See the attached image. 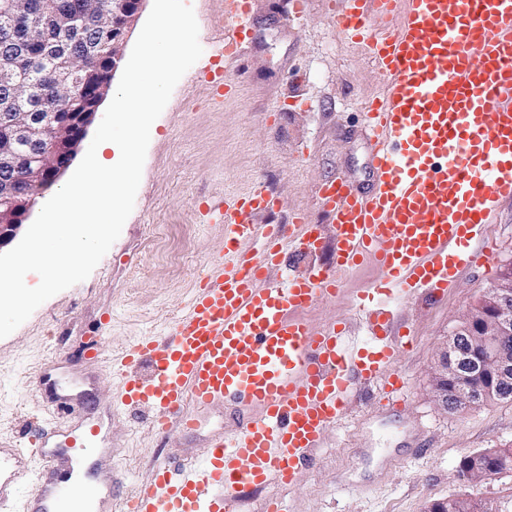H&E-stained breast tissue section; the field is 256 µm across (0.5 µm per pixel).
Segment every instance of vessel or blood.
<instances>
[{"instance_id": "1", "label": "vessel or blood", "mask_w": 512, "mask_h": 512, "mask_svg": "<svg viewBox=\"0 0 512 512\" xmlns=\"http://www.w3.org/2000/svg\"><path fill=\"white\" fill-rule=\"evenodd\" d=\"M251 5L224 0L225 64L240 61L251 37ZM331 22L362 43L384 78L362 114L373 184L361 188L344 174L320 184L332 261L270 285L286 251L309 256L322 247L321 225L299 213L261 223L279 204L264 189L204 205V217L224 225V256L174 326L127 351L118 403L148 409L159 437L193 429L200 411L227 401L248 412L235 434L211 437L204 458L158 463L125 501L128 512H232L243 488L292 483L350 401L383 377L388 391L400 390L403 301L438 300L464 270L485 264L483 228L512 203V0H333ZM367 259L380 279L360 302L366 340L296 317L334 297L341 274ZM75 421L65 400L55 433L68 435L66 445L39 434L25 448L0 446V506L31 475L36 489L24 512H61L72 499L115 512L111 492L58 483L60 468L89 456L112 464L111 449L91 448L101 426L73 436Z\"/></svg>"}]
</instances>
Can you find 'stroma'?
Instances as JSON below:
<instances>
[{
  "label": "stroma",
  "instance_id": "obj_1",
  "mask_svg": "<svg viewBox=\"0 0 512 512\" xmlns=\"http://www.w3.org/2000/svg\"><path fill=\"white\" fill-rule=\"evenodd\" d=\"M186 2L203 53L151 126L134 208L119 238L86 280L45 301L0 339V441L24 444L56 422L55 396L65 387L86 414L112 413L104 429L117 450L112 494L119 499L149 474L155 456L177 463L203 456L211 435L237 428L239 411L227 402L203 411L194 430L174 429L161 443L147 409L112 406L120 390L113 359L170 327L224 253V227L205 221L201 204L261 184L281 199L270 223H288L300 211L318 223L319 183L340 173L360 184L370 178L360 101L380 78L331 25L329 0H307L298 19L292 0H254L252 38L238 68L224 63V0ZM217 67L233 88L221 102L202 79ZM487 237L490 265L469 270L437 303L416 297L404 303L411 348L398 362L404 386L397 404L374 385L326 431L293 484L241 490L239 512H261L269 500L284 512H422L426 502L467 495L512 504V473L473 485L459 470L472 452L512 446V402L446 412L431 386L438 344L512 268L511 207L488 225ZM378 278L374 265L363 262L335 297L303 310L302 318L314 329L348 324L363 339L355 306ZM92 343L101 348L95 359L86 355ZM40 373L50 382L37 389L31 380Z\"/></svg>",
  "mask_w": 512,
  "mask_h": 512
}]
</instances>
